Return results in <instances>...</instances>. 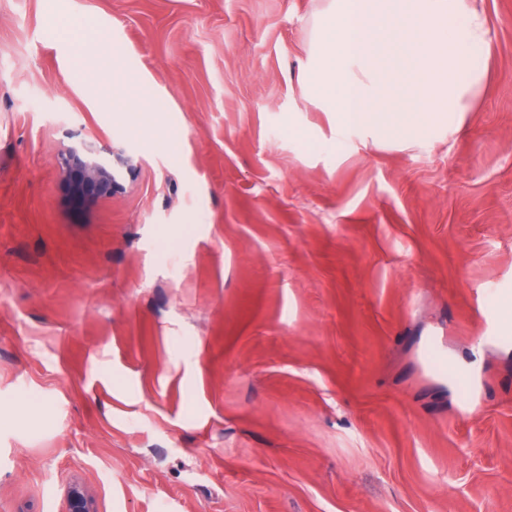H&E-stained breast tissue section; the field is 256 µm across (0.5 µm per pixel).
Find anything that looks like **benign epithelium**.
<instances>
[{
	"instance_id": "benign-epithelium-1",
	"label": "benign epithelium",
	"mask_w": 512,
	"mask_h": 512,
	"mask_svg": "<svg viewBox=\"0 0 512 512\" xmlns=\"http://www.w3.org/2000/svg\"><path fill=\"white\" fill-rule=\"evenodd\" d=\"M123 148L100 141L81 139L59 156L58 167L69 194L77 200L110 197L120 188L112 163L129 164ZM67 512H95L93 500L78 482L66 490Z\"/></svg>"
}]
</instances>
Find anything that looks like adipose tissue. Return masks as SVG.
<instances>
[{"instance_id":"obj_1","label":"adipose tissue","mask_w":512,"mask_h":512,"mask_svg":"<svg viewBox=\"0 0 512 512\" xmlns=\"http://www.w3.org/2000/svg\"><path fill=\"white\" fill-rule=\"evenodd\" d=\"M477 0H327L315 17L302 94L337 135L419 141L461 126L488 77Z\"/></svg>"}]
</instances>
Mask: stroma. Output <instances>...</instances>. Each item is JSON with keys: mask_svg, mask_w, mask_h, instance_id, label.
Wrapping results in <instances>:
<instances>
[{"mask_svg": "<svg viewBox=\"0 0 512 512\" xmlns=\"http://www.w3.org/2000/svg\"><path fill=\"white\" fill-rule=\"evenodd\" d=\"M324 5L0 0V512H512V0L463 126L383 144L300 93ZM112 157L119 165H129L123 148L100 141L81 139L59 156L58 167L69 194L77 200L110 197L120 188ZM67 512H95L93 500L78 482H72L66 490Z\"/></svg>", "mask_w": 512, "mask_h": 512, "instance_id": "1", "label": "stroma"}]
</instances>
